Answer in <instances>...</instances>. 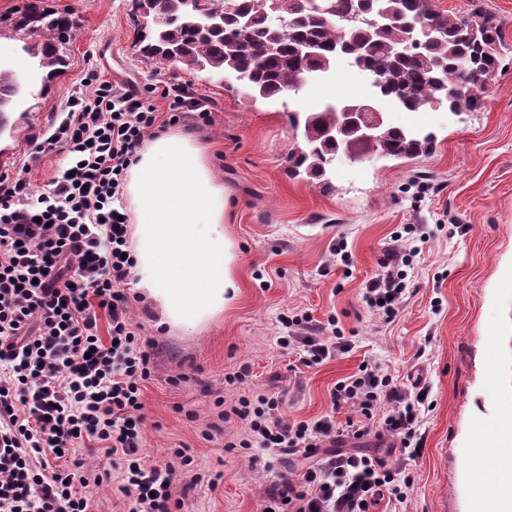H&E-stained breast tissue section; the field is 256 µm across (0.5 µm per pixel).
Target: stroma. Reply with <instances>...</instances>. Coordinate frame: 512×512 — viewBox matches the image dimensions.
Returning <instances> with one entry per match:
<instances>
[{
  "instance_id": "1",
  "label": "stroma",
  "mask_w": 512,
  "mask_h": 512,
  "mask_svg": "<svg viewBox=\"0 0 512 512\" xmlns=\"http://www.w3.org/2000/svg\"><path fill=\"white\" fill-rule=\"evenodd\" d=\"M42 4L73 13L77 26L62 47V75L46 80L28 63L10 107L21 127L0 138V171L30 166L32 194L66 165L61 154L31 163L32 139L68 98L84 92L88 70L140 87L180 80L211 110V124L196 135L214 147L216 173L232 196L224 231L238 247L239 293L193 333L165 325L152 300L131 312L142 338L156 343L153 373L142 386L146 462L163 463L172 449L185 448L199 473L220 476L213 487L177 483L180 512H261L274 484L301 473L282 450L241 448V424L220 419L221 407L249 393L277 394L285 417L332 412L342 421L348 412L333 410L331 392L366 361L399 380H419L434 402L421 428L425 445L405 464L413 480L406 512H472L470 472L480 470L483 483H492L494 432L512 418V0H482L504 42L482 109L461 116L444 106L402 112L378 101L392 123L433 132V152L335 162L328 191L289 175L296 136L288 115L367 96V77L343 65L326 84L255 100L207 73L146 62L139 40L151 22L135 0ZM410 224L424 230L412 271L417 291L387 324L362 307L361 289L392 236ZM340 246L350 266L336 257ZM303 313L322 321L336 316L353 349L302 365L277 338L283 320Z\"/></svg>"
}]
</instances>
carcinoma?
Listing matches in <instances>:
<instances>
[{"label": "carcinoma", "instance_id": "carcinoma-1", "mask_svg": "<svg viewBox=\"0 0 512 512\" xmlns=\"http://www.w3.org/2000/svg\"><path fill=\"white\" fill-rule=\"evenodd\" d=\"M203 12L195 0H160L151 14L161 17L141 47L145 61L193 71L235 73L252 97L275 99L299 91L310 81L327 79L342 63L371 78L370 98H389L417 112L436 104L453 112L482 108L477 77L500 68L502 32L489 15L458 17L432 7V0H365L366 21L348 27L339 20L305 18L283 35L266 21L270 0H210ZM73 19L33 2L24 6L14 28L40 40L22 50L38 67L55 75L64 60L58 46L70 37ZM279 45L275 53L269 51ZM386 66V82L375 80ZM20 93L12 70L0 67V113ZM355 99H341L321 110L290 115L301 130V145L291 152L289 174L330 187V158L343 152L353 159L367 154L415 158L434 149L435 135L383 122L379 137L365 141L343 132L336 118Z\"/></svg>", "mask_w": 512, "mask_h": 512}]
</instances>
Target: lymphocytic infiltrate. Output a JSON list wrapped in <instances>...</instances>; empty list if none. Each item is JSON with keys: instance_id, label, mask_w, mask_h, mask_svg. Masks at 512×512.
I'll list each match as a JSON object with an SVG mask.
<instances>
[{"instance_id": "lymphocytic-infiltrate-1", "label": "lymphocytic infiltrate", "mask_w": 512, "mask_h": 512, "mask_svg": "<svg viewBox=\"0 0 512 512\" xmlns=\"http://www.w3.org/2000/svg\"><path fill=\"white\" fill-rule=\"evenodd\" d=\"M89 92L69 98L32 160L64 155L48 190L31 197L25 171L0 172V512H88L89 486L116 484L128 512H172V490L194 460L177 448L146 465L142 385L153 370L132 323L124 287L132 278L130 222L117 208L129 169L146 140L211 113L179 84L140 89L87 75ZM168 103L157 111L152 97ZM414 226L395 236L380 270L362 289L372 315L391 322L408 301V267L418 254ZM106 326H99V319ZM281 348L303 365L347 353L352 342L335 318L285 320ZM429 388L407 386L371 363L336 383L332 406L345 422L279 417L278 396L240 397L244 448H280L314 460L299 480H283L263 501L268 512H371L381 501L406 503L412 481L379 457L340 450L347 439L390 436L409 459L423 446ZM108 464L91 473L54 465L89 447Z\"/></svg>"}]
</instances>
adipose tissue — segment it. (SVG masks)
<instances>
[{
  "instance_id": "ef3b65f1",
  "label": "adipose tissue",
  "mask_w": 512,
  "mask_h": 512,
  "mask_svg": "<svg viewBox=\"0 0 512 512\" xmlns=\"http://www.w3.org/2000/svg\"><path fill=\"white\" fill-rule=\"evenodd\" d=\"M209 145L174 130L146 140L123 194L133 224L137 286L168 324L193 332L239 291L237 248L224 233L229 196Z\"/></svg>"
}]
</instances>
